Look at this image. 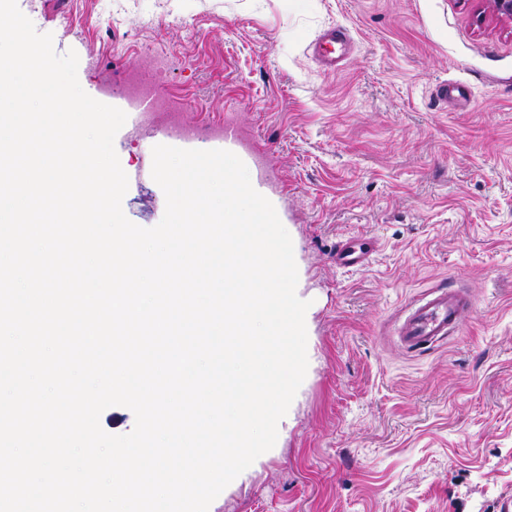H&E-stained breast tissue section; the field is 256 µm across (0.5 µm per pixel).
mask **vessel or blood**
Masks as SVG:
<instances>
[{"instance_id":"b4317fda","label":"vessel or blood","mask_w":512,"mask_h":512,"mask_svg":"<svg viewBox=\"0 0 512 512\" xmlns=\"http://www.w3.org/2000/svg\"><path fill=\"white\" fill-rule=\"evenodd\" d=\"M351 41L347 28L333 26L311 43L310 50L322 68L333 71L345 61ZM367 255V250L346 241L338 246L336 261L346 267H355L364 264ZM469 311L470 302L461 290L436 286L406 311L398 328L399 339L411 351L429 348L457 331Z\"/></svg>"}]
</instances>
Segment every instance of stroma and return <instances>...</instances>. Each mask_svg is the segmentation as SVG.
Wrapping results in <instances>:
<instances>
[{"mask_svg":"<svg viewBox=\"0 0 512 512\" xmlns=\"http://www.w3.org/2000/svg\"><path fill=\"white\" fill-rule=\"evenodd\" d=\"M91 97L122 107L129 68L189 126L225 122L268 169L257 186L293 242L308 370L275 446L209 512H503L512 500V21L489 0H17ZM68 12L70 26L58 24ZM347 27L323 70L307 51ZM462 87L442 102L441 82ZM149 122L114 139L126 217L165 212ZM369 262L335 261L344 240ZM466 292L463 327L406 350L402 312ZM352 37L343 26H333L319 35L310 45V50L319 65L328 71H336L346 60Z\"/></svg>","mask_w":512,"mask_h":512,"instance_id":"1","label":"stroma"}]
</instances>
